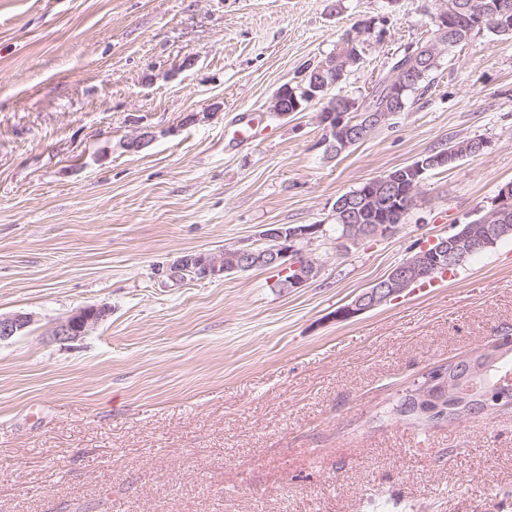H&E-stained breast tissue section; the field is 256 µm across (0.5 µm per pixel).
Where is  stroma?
Returning a JSON list of instances; mask_svg holds the SVG:
<instances>
[{
    "instance_id": "obj_1",
    "label": "stroma",
    "mask_w": 512,
    "mask_h": 512,
    "mask_svg": "<svg viewBox=\"0 0 512 512\" xmlns=\"http://www.w3.org/2000/svg\"><path fill=\"white\" fill-rule=\"evenodd\" d=\"M439 0H0V512H512V408L440 426L392 408L512 328V240L347 321L337 308L487 212L512 182V37L444 54L404 111L335 157L322 104L269 110L343 33L359 98L433 36ZM196 122H188V115ZM148 134L141 149L125 140ZM403 224L319 276L162 284L156 264L331 224L342 194L420 156ZM110 315L75 342L56 324ZM366 27L369 28L368 31L372 30V27H370L368 25H364L363 28H358L355 31V35L349 34L344 39V41L337 47L335 53H333L331 56L326 58L324 61L320 62L319 67L326 68V65L328 62H332V65L341 64L344 61L346 54H349V53H352L353 55H355L357 57L358 60H360L361 55L358 52L357 44L363 45L361 37H362L363 31L367 30ZM356 57H353V56L349 57L352 59L351 60L352 62L350 64H348L345 74H344V71L341 72V77L337 80V82H336L337 84L340 82L342 83L343 80L345 79V77L347 76V74L350 72V70L355 66V64L357 65ZM343 74H344V79H343ZM109 309L105 305L84 308L66 320L61 321L54 336L61 341H71L85 335L107 317ZM33 319L29 314L16 313L12 315L0 314V343L21 334Z\"/></svg>"
}]
</instances>
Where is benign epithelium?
I'll return each instance as SVG.
<instances>
[{
  "instance_id": "obj_1",
  "label": "benign epithelium",
  "mask_w": 512,
  "mask_h": 512,
  "mask_svg": "<svg viewBox=\"0 0 512 512\" xmlns=\"http://www.w3.org/2000/svg\"><path fill=\"white\" fill-rule=\"evenodd\" d=\"M363 29L348 35L337 47L336 52L320 62L319 67L327 63L338 65L349 53L359 55L357 45L362 43ZM341 107L337 112L320 114V121L327 129L328 136L323 140L325 151L339 155L351 146L363 141L369 128L379 125L384 116L378 112L364 115V123L356 124L346 121L347 113L357 107V102L348 96L336 95ZM463 154L450 155L446 152L432 153L426 160H421L407 168V179L404 192L397 191V186L404 180L401 174H385L368 181L358 192L348 194L339 199L333 207L335 216L353 227L351 233L336 241V249L346 251L349 245H355L368 237H386L397 228V224H366L365 212L360 201L371 202L374 210H399L412 204L420 194L428 174L440 167L456 161ZM512 211V184L500 188L492 207L481 220L468 226L460 235L442 238L433 242L419 252L394 267L384 278L376 281L371 287L358 294L354 300L340 308L336 317L347 320L370 311L389 299L404 293L412 285L429 277L433 270L440 268L447 271L462 264L466 259L481 249L493 238H505L512 235V225L503 223ZM323 229L321 224H308L292 227L288 230L278 225H268L260 233L263 241H272L270 249L260 248H226L217 252H199L184 254L171 263L160 265L158 275L165 277L171 273L197 272L205 278L230 273L240 267H255L259 264L275 269L282 275L289 276L288 282L293 288H301L309 281L318 277L321 267L317 260L308 255L300 247V243L310 239ZM109 309L105 305L84 308L69 318L61 321L54 331L61 341H71L86 334L99 322L107 317ZM32 323V316L24 313L12 315L0 314V343L21 334ZM427 383H417L419 394H425L428 387L436 384L445 391L466 393L463 381L451 380L444 366H438L425 374ZM486 410L491 411L502 407V402L512 400V376L502 375L494 387L485 394Z\"/></svg>"
}]
</instances>
